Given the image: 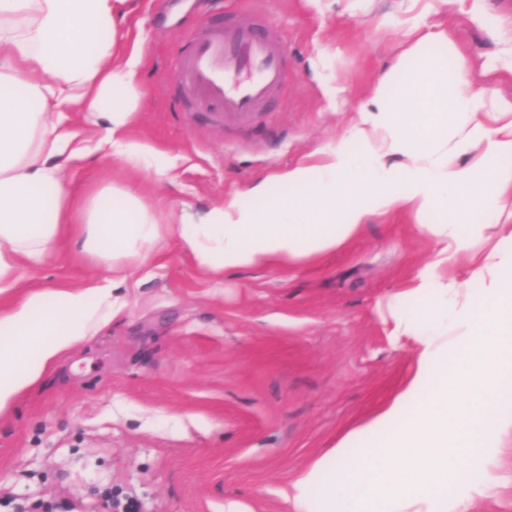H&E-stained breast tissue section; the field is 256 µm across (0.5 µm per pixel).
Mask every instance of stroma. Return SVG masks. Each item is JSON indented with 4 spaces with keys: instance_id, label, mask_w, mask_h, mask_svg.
I'll list each match as a JSON object with an SVG mask.
<instances>
[{
    "instance_id": "obj_1",
    "label": "stroma",
    "mask_w": 512,
    "mask_h": 512,
    "mask_svg": "<svg viewBox=\"0 0 512 512\" xmlns=\"http://www.w3.org/2000/svg\"><path fill=\"white\" fill-rule=\"evenodd\" d=\"M288 55V83L252 128L219 126L183 111L172 60L199 21H225L243 0H130L121 22L137 50L138 117L131 138L149 151L132 171L95 150L64 169L70 195L114 184L163 214L204 210L309 152L335 144L354 111L406 49L411 15L429 0H255ZM496 33L467 0H442L432 23L447 27L449 68L512 102V79L484 72L512 44V0H482ZM174 178H159L155 166ZM434 249L412 221L373 219L347 249L290 269L244 268L215 279L185 259L177 236L135 269L124 315L64 355L0 415V512H36L44 499L101 512L112 487L140 512H224L231 501L282 512L289 474L325 453L408 375L377 310ZM80 245L20 269L50 290L106 275Z\"/></svg>"
}]
</instances>
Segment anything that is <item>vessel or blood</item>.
<instances>
[{"mask_svg": "<svg viewBox=\"0 0 512 512\" xmlns=\"http://www.w3.org/2000/svg\"><path fill=\"white\" fill-rule=\"evenodd\" d=\"M173 69L185 102L219 123H253L287 81L283 49L260 14L197 29Z\"/></svg>", "mask_w": 512, "mask_h": 512, "instance_id": "1", "label": "vessel or blood"}]
</instances>
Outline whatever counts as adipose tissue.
I'll return each instance as SVG.
<instances>
[{"label": "adipose tissue", "mask_w": 512, "mask_h": 512, "mask_svg": "<svg viewBox=\"0 0 512 512\" xmlns=\"http://www.w3.org/2000/svg\"><path fill=\"white\" fill-rule=\"evenodd\" d=\"M126 2L0 0V295L23 291L0 305V414L124 312L120 286L158 256L166 231L221 277L321 260L349 247L372 218L408 213L435 247L383 321L412 368L278 495L286 512H468L492 496L500 450L512 442V104L471 91L463 69L426 54L451 39L421 15L394 65L410 77L380 79L335 146L207 210L183 205L173 218L114 185L75 201L62 163L85 150L82 119L104 117L101 144L131 168L147 164L130 137L139 57L118 32ZM471 192L493 202L495 223L465 203ZM73 235L107 276L21 287L20 268ZM475 460L481 482L469 498L452 497Z\"/></svg>", "instance_id": "1"}]
</instances>
